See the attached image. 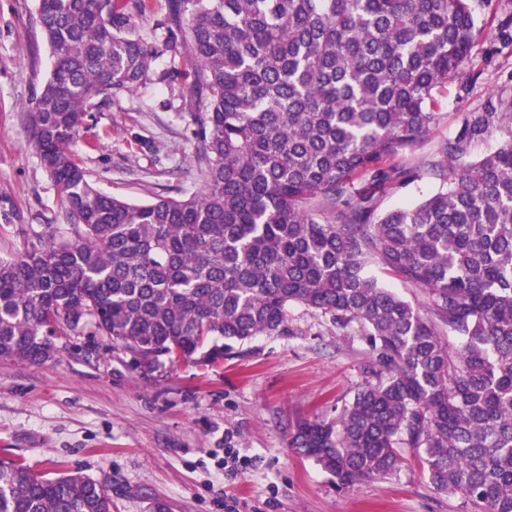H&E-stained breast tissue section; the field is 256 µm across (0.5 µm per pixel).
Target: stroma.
Wrapping results in <instances>:
<instances>
[{
  "instance_id": "obj_1",
  "label": "stroma",
  "mask_w": 512,
  "mask_h": 512,
  "mask_svg": "<svg viewBox=\"0 0 512 512\" xmlns=\"http://www.w3.org/2000/svg\"><path fill=\"white\" fill-rule=\"evenodd\" d=\"M481 32L472 83L436 94L444 118L413 152L428 157L455 135L460 116L495 107L512 113V41L500 23L512 0H470ZM37 0H0V258L21 250L62 210L25 121L48 79L51 51L36 24ZM167 0H150L133 25L156 54L149 78L93 109L73 150L103 191L142 203L169 188L197 191L192 161L196 109L170 73L180 59L163 42ZM53 358L0 360V460L51 477L78 473L105 484L112 512H472L437 493L424 469L336 490L330 475L298 456L288 433L302 419L332 420L373 361L360 336L295 306L288 331L234 344L218 366L167 365L144 374L103 336L60 329Z\"/></svg>"
}]
</instances>
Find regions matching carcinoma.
Segmentation results:
<instances>
[{
	"label": "carcinoma",
	"instance_id": "obj_1",
	"mask_svg": "<svg viewBox=\"0 0 512 512\" xmlns=\"http://www.w3.org/2000/svg\"><path fill=\"white\" fill-rule=\"evenodd\" d=\"M147 7L38 0L53 65L27 121L63 210L0 260V359L47 361L62 323L145 373L209 365L217 341L284 333L300 305L364 337L379 370L336 420L298 421L290 448L340 491L410 448L436 491L512 512V113L470 112L435 159L401 161L443 118L436 90L465 74L469 0H170L164 46L188 35L202 187L133 203L72 147L89 110L147 80L155 51L131 23ZM491 127L504 143L469 159ZM425 174L434 194L380 211ZM0 512H112V498L1 462ZM372 272L382 284L393 289L412 303L422 304L424 302L425 299L421 291L414 288H405L398 280L391 277L382 269L373 268Z\"/></svg>",
	"mask_w": 512,
	"mask_h": 512
}]
</instances>
